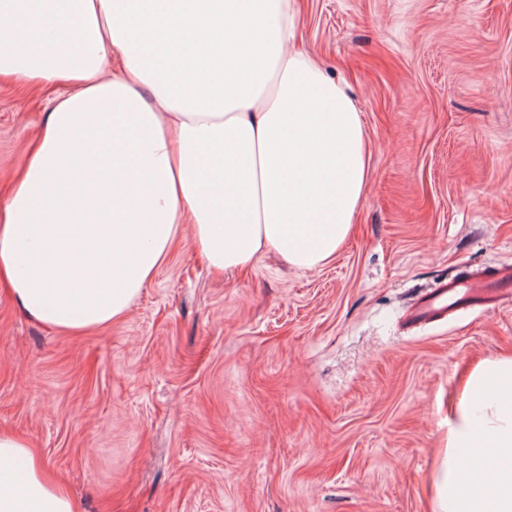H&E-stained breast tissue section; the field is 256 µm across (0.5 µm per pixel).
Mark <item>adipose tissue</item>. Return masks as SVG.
I'll use <instances>...</instances> for the list:
<instances>
[{
	"instance_id": "obj_1",
	"label": "adipose tissue",
	"mask_w": 512,
	"mask_h": 512,
	"mask_svg": "<svg viewBox=\"0 0 512 512\" xmlns=\"http://www.w3.org/2000/svg\"><path fill=\"white\" fill-rule=\"evenodd\" d=\"M30 2L0 0V81L70 86L0 204V276L30 318L123 319L186 235L217 271L335 257L367 189L365 132L298 49L294 0ZM432 490L433 512H512V356L464 380ZM0 512H78L8 431Z\"/></svg>"
}]
</instances>
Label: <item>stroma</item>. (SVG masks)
Instances as JSON below:
<instances>
[{
  "instance_id": "35a3bbf8",
  "label": "stroma",
  "mask_w": 512,
  "mask_h": 512,
  "mask_svg": "<svg viewBox=\"0 0 512 512\" xmlns=\"http://www.w3.org/2000/svg\"><path fill=\"white\" fill-rule=\"evenodd\" d=\"M297 2L370 153L333 262L220 274L186 238L83 336L0 286V429L80 512H431L449 403L512 355V301L400 327L418 291L512 264V0ZM51 107L0 88V199Z\"/></svg>"
}]
</instances>
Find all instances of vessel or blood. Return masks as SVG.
Returning <instances> with one entry per match:
<instances>
[{"mask_svg":"<svg viewBox=\"0 0 512 512\" xmlns=\"http://www.w3.org/2000/svg\"><path fill=\"white\" fill-rule=\"evenodd\" d=\"M512 296V266L503 265L494 274L477 273L440 281L421 292L408 320L413 324L430 323L472 307H490Z\"/></svg>","mask_w":512,"mask_h":512,"instance_id":"obj_1","label":"vessel or blood"}]
</instances>
